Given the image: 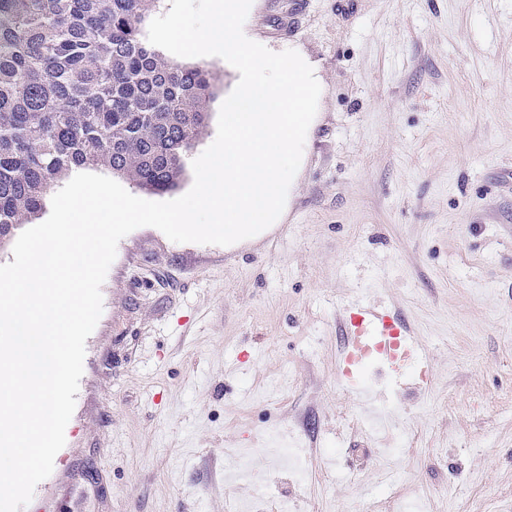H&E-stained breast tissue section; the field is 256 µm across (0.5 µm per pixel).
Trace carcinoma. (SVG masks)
<instances>
[{
    "instance_id": "1",
    "label": "carcinoma",
    "mask_w": 512,
    "mask_h": 512,
    "mask_svg": "<svg viewBox=\"0 0 512 512\" xmlns=\"http://www.w3.org/2000/svg\"><path fill=\"white\" fill-rule=\"evenodd\" d=\"M162 0H0V247L80 168L179 187L220 71L144 39Z\"/></svg>"
}]
</instances>
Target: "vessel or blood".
Here are the masks:
<instances>
[{
	"mask_svg": "<svg viewBox=\"0 0 512 512\" xmlns=\"http://www.w3.org/2000/svg\"><path fill=\"white\" fill-rule=\"evenodd\" d=\"M345 338L340 357L341 378L351 381L353 369L370 355L381 358L390 373H398V357L424 363L420 345L411 336L403 318L391 308L371 306L356 299L343 306L340 323Z\"/></svg>",
	"mask_w": 512,
	"mask_h": 512,
	"instance_id": "obj_1",
	"label": "vessel or blood"
}]
</instances>
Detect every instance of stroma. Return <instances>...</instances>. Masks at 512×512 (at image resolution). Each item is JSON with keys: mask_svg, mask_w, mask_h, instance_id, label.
Segmentation results:
<instances>
[{"mask_svg": "<svg viewBox=\"0 0 512 512\" xmlns=\"http://www.w3.org/2000/svg\"><path fill=\"white\" fill-rule=\"evenodd\" d=\"M245 35L321 85L276 222L230 246L125 236L66 444L22 512H225L269 436L314 434L300 512H512V0H253ZM409 323L423 388L350 426L339 308Z\"/></svg>", "mask_w": 512, "mask_h": 512, "instance_id": "35a3bbf8", "label": "stroma"}]
</instances>
